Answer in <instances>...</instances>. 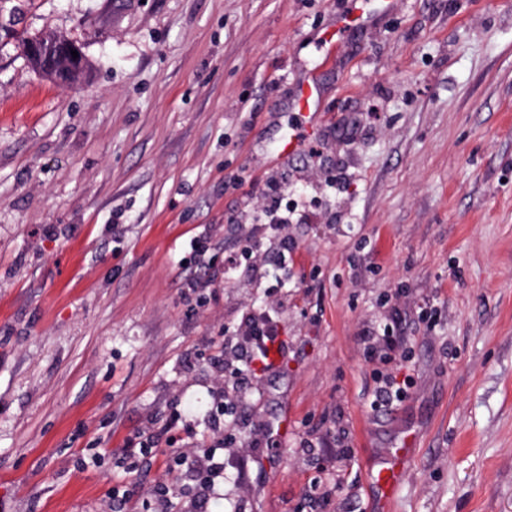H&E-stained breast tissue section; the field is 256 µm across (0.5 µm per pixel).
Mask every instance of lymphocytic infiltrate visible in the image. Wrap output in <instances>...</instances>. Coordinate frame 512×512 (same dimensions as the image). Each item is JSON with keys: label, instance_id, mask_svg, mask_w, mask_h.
<instances>
[{"label": "lymphocytic infiltrate", "instance_id": "f902f5d3", "mask_svg": "<svg viewBox=\"0 0 512 512\" xmlns=\"http://www.w3.org/2000/svg\"><path fill=\"white\" fill-rule=\"evenodd\" d=\"M290 222L287 214H280L276 223L244 224L240 227L238 252L224 258L226 271H234L239 262L248 261L258 266L263 262L257 244L260 233L281 239L287 238ZM266 298L260 305L248 310L240 321L224 330L222 366L210 389L211 408L210 443L200 448L190 445L171 451L169 475H189L197 485V492L189 502L173 499L167 483H158L151 496L156 505L151 512H196L199 504L207 502L215 493L217 484L232 482L239 493L249 489V463L253 458L252 442L235 434L221 431V423H232L239 403L254 392H261L260 372L270 369L269 352L272 347H285L279 320L280 302L277 294L286 285L278 270L267 274ZM232 456L236 469L227 473L225 456Z\"/></svg>", "mask_w": 512, "mask_h": 512}]
</instances>
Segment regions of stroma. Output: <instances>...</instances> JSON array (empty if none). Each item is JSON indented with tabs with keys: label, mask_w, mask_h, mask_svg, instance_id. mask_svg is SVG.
Returning a JSON list of instances; mask_svg holds the SVG:
<instances>
[{
	"label": "stroma",
	"mask_w": 512,
	"mask_h": 512,
	"mask_svg": "<svg viewBox=\"0 0 512 512\" xmlns=\"http://www.w3.org/2000/svg\"><path fill=\"white\" fill-rule=\"evenodd\" d=\"M352 8L0 0V512H144L167 458L127 449L208 443L224 328L265 284L224 256L277 199L288 351L238 428L288 431L207 512H376L371 466L406 438L389 512H512V0H369L337 29ZM45 29L82 82L24 60L15 34ZM389 322L392 359L365 344ZM43 42L54 45L63 36L53 30H43L40 32ZM61 41L64 44V51L56 55L52 60L42 64L39 61L38 66H41L43 71L48 73L57 83L71 86L74 84L73 77L76 73L80 72L86 62V58L81 49V45L74 39L62 37ZM71 51H77L78 57L73 58ZM316 92L317 87L314 83L303 82L295 103V109L302 112L304 118H308L306 122L308 129H313L318 122L317 112H312V106L316 102Z\"/></svg>",
	"instance_id": "stroma-1"
}]
</instances>
